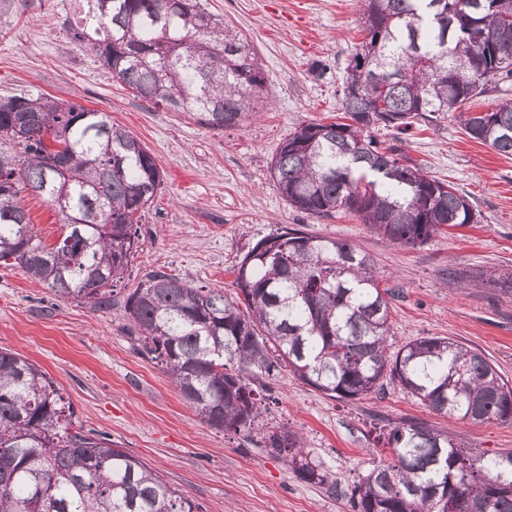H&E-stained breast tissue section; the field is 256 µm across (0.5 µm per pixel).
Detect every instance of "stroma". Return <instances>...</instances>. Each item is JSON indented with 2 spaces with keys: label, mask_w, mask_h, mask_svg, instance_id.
<instances>
[{
  "label": "stroma",
  "mask_w": 512,
  "mask_h": 512,
  "mask_svg": "<svg viewBox=\"0 0 512 512\" xmlns=\"http://www.w3.org/2000/svg\"><path fill=\"white\" fill-rule=\"evenodd\" d=\"M241 32L267 77L258 116L212 130L187 114L135 98L71 38L74 0H0V98L43 94L106 113L139 138L163 179L145 209L138 251L125 280L162 270L196 286L237 294L235 270L257 241L283 227L354 243L392 288L394 347L447 336L484 355L512 381V297L464 290L456 270L512 272V156L468 138L454 115L404 135L405 154L431 177L469 196L481 220L445 228L405 247L354 216L292 209L270 178L280 144L302 122L328 121L340 107L344 68L363 38L359 0H203ZM323 72H315V63ZM118 310L96 311L55 297L19 266L0 265V350L46 372L76 414L75 426L109 439L202 504L204 512H353L349 490L386 459L378 418L416 417L442 428L399 384L355 400L331 398L280 370L254 387L267 427L300 433L339 496L294 477L261 443L208 427L167 374L140 353ZM465 447L512 449V422H456Z\"/></svg>",
  "instance_id": "obj_1"
}]
</instances>
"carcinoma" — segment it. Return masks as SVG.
<instances>
[{
	"label": "carcinoma",
	"mask_w": 512,
	"mask_h": 512,
	"mask_svg": "<svg viewBox=\"0 0 512 512\" xmlns=\"http://www.w3.org/2000/svg\"><path fill=\"white\" fill-rule=\"evenodd\" d=\"M81 6L72 39L136 98L213 130L253 115L265 73L248 41L202 0ZM362 32L345 67L340 120L288 136L270 164L275 187L301 213L348 212L403 246L478 223L468 196L374 132L405 134L457 112L470 139L512 155L511 99L462 112L512 82V0H363ZM12 100L0 99V262L14 261L58 297L121 306L140 352L161 363L209 427L253 437L264 407L248 374L282 368L338 399L377 394L388 379L450 421H512V385L483 355L438 336L391 350L392 289L379 287L372 258L347 241L288 228L262 238L237 267L240 300L161 270L117 300L163 184L153 156L105 113L44 95L29 97L31 112L50 117L52 131L32 125L18 141ZM60 150L61 174L50 166ZM25 192L61 213L55 243L35 231ZM454 277L512 296V274L493 267ZM73 418L47 373L0 351V512H203ZM262 439L297 479L336 494L300 435L268 429ZM379 439L391 459L354 484L355 512H512V450L474 454L419 418L387 421Z\"/></svg>",
	"instance_id": "obj_1"
}]
</instances>
